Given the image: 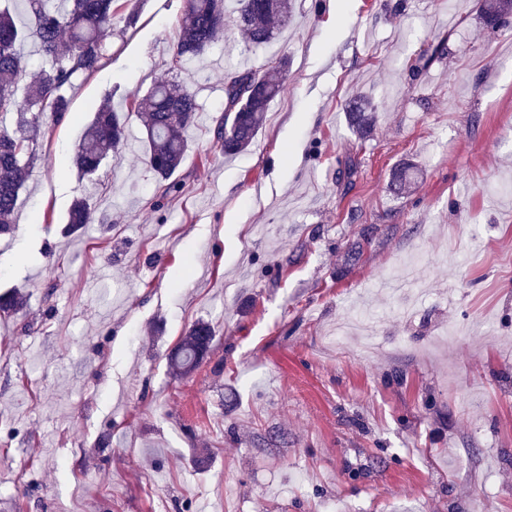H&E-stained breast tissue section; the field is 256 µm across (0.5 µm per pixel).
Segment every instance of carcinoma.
Segmentation results:
<instances>
[{"instance_id":"carcinoma-1","label":"carcinoma","mask_w":512,"mask_h":512,"mask_svg":"<svg viewBox=\"0 0 512 512\" xmlns=\"http://www.w3.org/2000/svg\"><path fill=\"white\" fill-rule=\"evenodd\" d=\"M68 9L52 13L45 0H26L30 22L19 26L9 7H0V120L15 116V128L0 123V232L9 230L20 198L26 172L36 156L40 127L59 124L69 112L66 90L80 75L97 71L106 56L102 32L118 15L119 0H67ZM481 10L487 24L495 26L512 12V0H483ZM291 0H238L236 25L252 45L269 41L277 25L288 22ZM224 32V0H187L180 34L173 46L172 65L204 55ZM30 40L46 65L28 73L23 96H18L17 76L24 58L19 44ZM288 59L274 66L261 64L224 76V119L217 122L214 140L226 155L247 149L263 125L269 103L284 89ZM136 116L143 122L148 146L147 165L163 192L179 189L171 177L187 151L183 131L198 112L193 92L176 82L155 85L136 98ZM374 105L365 99L352 106L350 119L360 135L374 121ZM128 116L101 104L79 143L74 161L83 175H93L107 155L124 142ZM93 220L89 199L73 203L69 229L75 231ZM24 303L17 294L0 295V315L9 317ZM214 331L204 322L194 324L174 347L171 364L189 372L203 360L199 351L213 344Z\"/></svg>"}]
</instances>
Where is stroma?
Masks as SVG:
<instances>
[{
	"label": "stroma",
	"instance_id": "1",
	"mask_svg": "<svg viewBox=\"0 0 512 512\" xmlns=\"http://www.w3.org/2000/svg\"><path fill=\"white\" fill-rule=\"evenodd\" d=\"M292 4L252 46L224 0L175 69L187 0H132L41 128L0 234V294L26 300L0 318V512H512V28L480 0ZM282 57L224 156L225 73ZM173 80L200 111L165 200L132 111ZM106 100L132 118L94 183L74 151ZM200 320L212 349L176 373ZM350 119L357 132L364 136L374 121L376 109L369 100L357 101L351 109ZM93 213L89 199L75 200L68 217L69 229L76 231L82 224H89L93 220ZM214 331L204 322L194 324L189 328L185 337L174 347L171 354V364L181 372H189L196 368L204 359L199 351L208 344L211 348L214 341Z\"/></svg>",
	"mask_w": 512,
	"mask_h": 512
}]
</instances>
